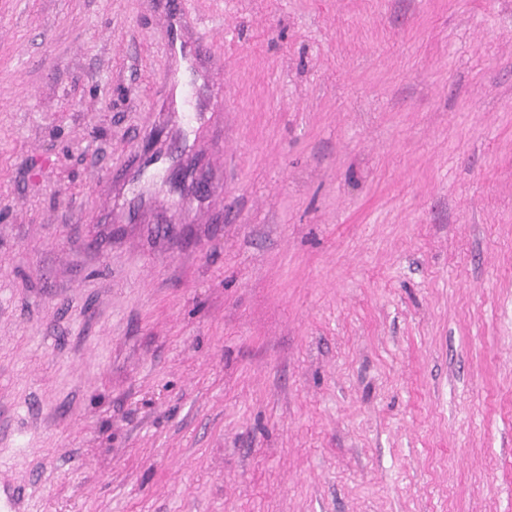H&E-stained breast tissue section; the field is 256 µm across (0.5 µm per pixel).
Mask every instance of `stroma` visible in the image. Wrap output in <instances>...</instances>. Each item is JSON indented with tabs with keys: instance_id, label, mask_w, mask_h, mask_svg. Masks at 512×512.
<instances>
[{
	"instance_id": "35a3bbf8",
	"label": "stroma",
	"mask_w": 512,
	"mask_h": 512,
	"mask_svg": "<svg viewBox=\"0 0 512 512\" xmlns=\"http://www.w3.org/2000/svg\"><path fill=\"white\" fill-rule=\"evenodd\" d=\"M1 483L512 512V0H0Z\"/></svg>"
}]
</instances>
